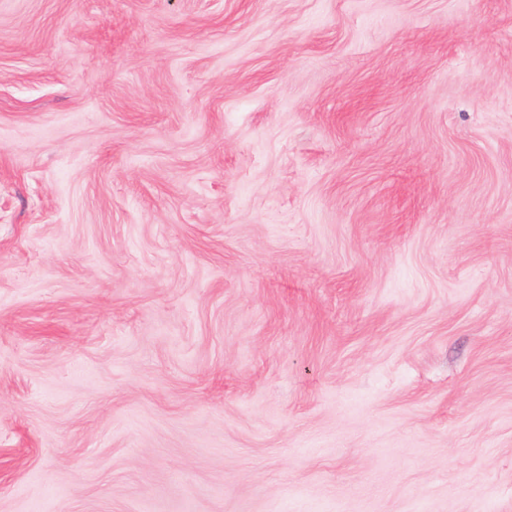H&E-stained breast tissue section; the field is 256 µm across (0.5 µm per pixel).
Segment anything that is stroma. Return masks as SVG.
Wrapping results in <instances>:
<instances>
[{
  "label": "stroma",
  "instance_id": "obj_1",
  "mask_svg": "<svg viewBox=\"0 0 512 512\" xmlns=\"http://www.w3.org/2000/svg\"><path fill=\"white\" fill-rule=\"evenodd\" d=\"M0 512H512V0H0Z\"/></svg>",
  "mask_w": 512,
  "mask_h": 512
}]
</instances>
